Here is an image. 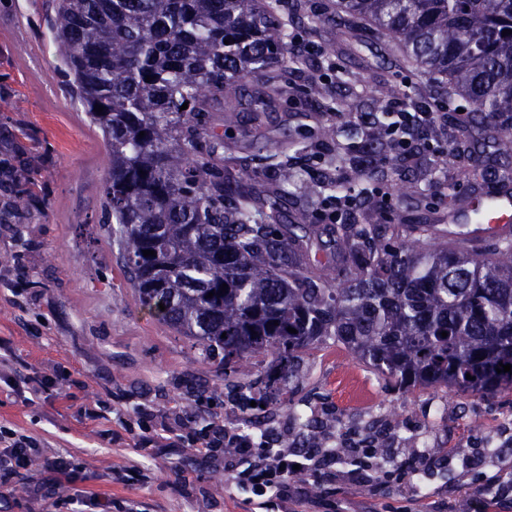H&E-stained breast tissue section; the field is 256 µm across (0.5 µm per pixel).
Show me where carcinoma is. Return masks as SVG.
<instances>
[{
	"mask_svg": "<svg viewBox=\"0 0 512 512\" xmlns=\"http://www.w3.org/2000/svg\"><path fill=\"white\" fill-rule=\"evenodd\" d=\"M358 20L469 100V127L512 131V34L502 35L512 30V0H337L338 34ZM49 24L69 93L108 153L101 223L151 317L204 357L223 353L243 378L259 372L254 357L271 355L267 388L288 378L298 351L329 339L400 386L485 394L512 386V374L496 371L512 365V239L428 251L434 225L360 224L354 213L328 229L327 276L311 269L318 229L307 207L279 224L282 188L297 176L288 147L277 144L249 182L235 173L248 145L224 144L206 116L240 111L225 89L286 62L288 22L273 4L58 0ZM278 94L271 78L249 96L255 121ZM384 100L376 89L372 119L339 156L343 172L382 160ZM0 153V224H8L27 203L28 168L15 163L13 145ZM492 177L512 186V163L495 165ZM148 249L156 255L144 256Z\"/></svg>",
	"mask_w": 512,
	"mask_h": 512,
	"instance_id": "cac0c4a2",
	"label": "carcinoma"
}]
</instances>
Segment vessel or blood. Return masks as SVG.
Listing matches in <instances>:
<instances>
[{
  "label": "vessel or blood",
  "instance_id": "1",
  "mask_svg": "<svg viewBox=\"0 0 512 512\" xmlns=\"http://www.w3.org/2000/svg\"><path fill=\"white\" fill-rule=\"evenodd\" d=\"M448 221L473 246L512 234V191L493 188L448 209Z\"/></svg>",
  "mask_w": 512,
  "mask_h": 512
}]
</instances>
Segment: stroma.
<instances>
[{"mask_svg":"<svg viewBox=\"0 0 512 512\" xmlns=\"http://www.w3.org/2000/svg\"><path fill=\"white\" fill-rule=\"evenodd\" d=\"M287 2L298 13L292 34L319 53L298 59L283 76L284 91L262 122L239 112L227 123L233 138L253 143L241 177L276 143L299 144L296 165L305 174L285 187L282 211L291 214L306 199L321 216L330 193L312 177L335 171L337 162L319 130L343 129L348 116L336 109L338 95L354 90L363 119L373 90L383 86L392 97L452 106L410 161L415 182L394 172L397 160L389 155L375 176L353 175L357 192H386L384 214L444 224L449 197L490 188L498 141L476 146L470 174L461 173L456 156L468 101L434 89L394 41L365 24L337 37L336 0ZM53 5L0 0V84L10 89L0 99V139L17 143L31 162V204L16 223L0 224V371H12L21 386L15 392L0 381V429L34 437L43 449L42 458L0 486V512H91L80 500L92 492L111 498L112 512H256L257 497L226 467L223 452L203 459L173 445L176 435L216 427L262 429L291 453L333 450L330 467H312L288 483L335 501V512H450L477 477L511 464L512 388L486 395L398 386L330 341L299 351L272 405L249 411L242 404L247 387L224 382L219 358L201 361L191 339L141 310L100 222L108 156L101 133L66 92L46 24ZM330 63L335 71L318 81L320 67ZM200 402L207 412H198ZM434 403L443 414L432 423ZM151 424L161 432L155 443L141 445L137 433ZM359 442L383 459L426 453L428 466L401 483L328 482L326 470L354 468V457L340 451ZM54 457L70 461L74 471L46 497L35 488L47 476L45 460Z\"/></svg>","mask_w":512,"mask_h":512,"instance_id":"stroma-1","label":"stroma"}]
</instances>
